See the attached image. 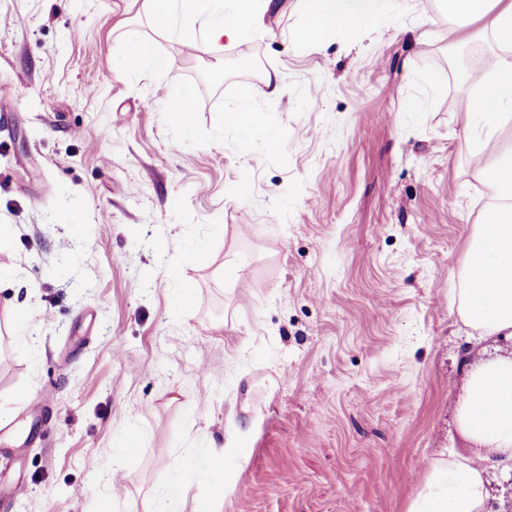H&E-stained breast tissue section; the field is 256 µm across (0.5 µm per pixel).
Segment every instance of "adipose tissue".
<instances>
[{"label": "adipose tissue", "instance_id": "ef3b65f1", "mask_svg": "<svg viewBox=\"0 0 512 512\" xmlns=\"http://www.w3.org/2000/svg\"><path fill=\"white\" fill-rule=\"evenodd\" d=\"M154 24L189 41L217 45L261 29L280 0H145ZM374 0H305L301 37L316 44L335 29H362ZM448 12L463 22L481 23L500 45L485 61L486 78L466 110L465 129L474 141L472 159L478 176L495 200L470 239L467 258L458 271L463 323L471 339L498 334L512 337V145L498 136L512 123V0H448ZM272 80L247 85L225 124L267 127L255 99L274 94ZM490 272L486 283L474 280L475 267ZM457 426L472 449L435 462L411 501L408 512H486L488 471L512 462V356H496L473 367L464 396L456 406Z\"/></svg>", "mask_w": 512, "mask_h": 512}]
</instances>
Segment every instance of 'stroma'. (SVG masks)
<instances>
[{
  "instance_id": "35a3bbf8",
  "label": "stroma",
  "mask_w": 512,
  "mask_h": 512,
  "mask_svg": "<svg viewBox=\"0 0 512 512\" xmlns=\"http://www.w3.org/2000/svg\"><path fill=\"white\" fill-rule=\"evenodd\" d=\"M303 6L190 46L143 0H0L8 512H406L435 459L469 455L467 373L512 354L468 341L454 276L489 201L464 119L498 45L443 0H377L308 44ZM142 44L161 66L114 69ZM269 75L274 146L224 123ZM214 448L236 462L219 493L185 470Z\"/></svg>"
}]
</instances>
